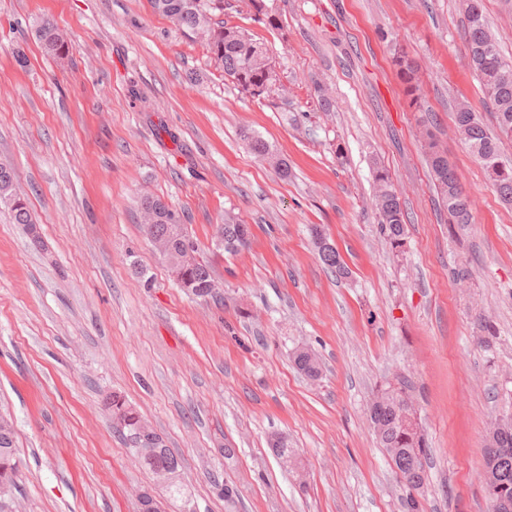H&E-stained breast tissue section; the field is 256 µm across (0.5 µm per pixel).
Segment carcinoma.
I'll list each match as a JSON object with an SVG mask.
<instances>
[{
    "mask_svg": "<svg viewBox=\"0 0 512 512\" xmlns=\"http://www.w3.org/2000/svg\"><path fill=\"white\" fill-rule=\"evenodd\" d=\"M254 21L272 30L280 29L278 19L266 9L264 0H249ZM155 13L167 18L188 35L206 42L215 62L223 69L224 76L238 88L251 95L257 90L276 84L274 66L267 52L248 33L237 26H230L219 19L224 14V0H150ZM467 28L465 31L467 66L478 76L484 101L493 112L498 133L488 132L477 112L462 104L454 112V123L462 131V140L469 152L482 164L487 181L501 199L512 204V161L502 158L501 139L512 137V63L505 62L488 29L481 0H465ZM44 47L54 53L66 49V41L55 24L46 19L38 29ZM394 64L409 97L410 105L418 104L420 85L418 65L405 52L396 51ZM248 149L256 156L269 160L283 176H288V164L274 154L270 145L251 132L243 134ZM424 150L432 173L434 185L443 205L448 209V223H472L471 200L462 186L447 153L433 134H427ZM377 184L375 206L379 214L380 232L394 249L406 245L405 213L399 192L384 169H376ZM15 175L11 168L0 164V200L10 204L14 221L27 227L35 225L30 209L14 188ZM144 232L148 239L170 235L172 214L168 204L153 196L140 200ZM224 252L234 254L249 246L251 229L237 222L223 224ZM312 237L324 267L338 276L347 275L336 248L329 246L323 229L314 227ZM179 284L191 295L206 298L214 295L215 280L211 265L197 257L180 269ZM296 368L310 379L322 375L318 357L309 349H297L292 356ZM112 414H119L126 421V436L136 433L139 413L114 393L109 398ZM372 433L386 452L391 464L399 473L406 488L405 512H421L420 501L414 491L427 481V461L430 448L424 430L417 418L408 383L398 377L386 383L374 395L368 409ZM269 443L283 466L294 468L297 459L294 449L288 447V436L276 432ZM142 463L152 472L169 475L167 488L172 494L182 493L179 483L181 459L167 448L163 437L153 431L142 439ZM15 429L11 417L0 415V477L17 479L19 467ZM484 468L496 479L499 487L512 497V419L488 431L484 448Z\"/></svg>",
    "mask_w": 512,
    "mask_h": 512,
    "instance_id": "cac0c4a2",
    "label": "carcinoma"
}]
</instances>
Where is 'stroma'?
I'll return each instance as SVG.
<instances>
[{
	"mask_svg": "<svg viewBox=\"0 0 512 512\" xmlns=\"http://www.w3.org/2000/svg\"><path fill=\"white\" fill-rule=\"evenodd\" d=\"M228 2L225 21L276 67L282 87L269 97L241 92L149 0H0V162L40 236L0 202L15 512H137L138 490L166 495L105 406L115 392L183 462L167 512H404L367 421L376 390L399 375L431 450L423 512H488L487 426L512 414V206L455 131L458 103L485 110L464 64L460 0H265L276 30L245 0ZM47 18L69 55L44 52ZM396 48L420 66V108ZM246 130L287 159L288 178L248 152ZM430 132L471 196L472 224L449 225L438 204ZM377 165L407 215L400 253L380 232ZM144 195L182 215L216 298L173 281L142 232ZM230 215L252 231L234 256L214 243ZM314 224L348 276L320 262ZM486 321L488 349L477 342ZM299 348L319 357L321 378L294 368ZM274 432L287 433L299 472L281 468Z\"/></svg>",
	"mask_w": 512,
	"mask_h": 512,
	"instance_id": "35a3bbf8",
	"label": "stroma"
}]
</instances>
